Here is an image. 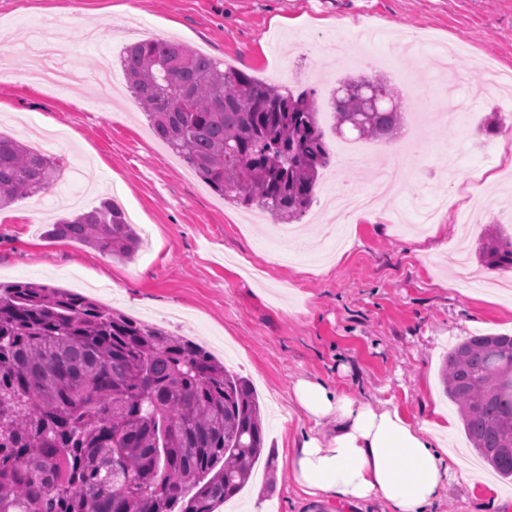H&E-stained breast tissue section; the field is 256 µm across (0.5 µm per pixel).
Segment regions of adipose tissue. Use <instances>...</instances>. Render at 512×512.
I'll return each mask as SVG.
<instances>
[{
	"label": "adipose tissue",
	"mask_w": 512,
	"mask_h": 512,
	"mask_svg": "<svg viewBox=\"0 0 512 512\" xmlns=\"http://www.w3.org/2000/svg\"><path fill=\"white\" fill-rule=\"evenodd\" d=\"M294 396L312 423L291 458L306 493L349 504L378 498L392 512H426L440 499L457 461L439 437L440 422L413 424L397 409L319 381H298ZM328 417L336 427L326 433L320 425Z\"/></svg>",
	"instance_id": "adipose-tissue-1"
}]
</instances>
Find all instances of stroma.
I'll return each instance as SVG.
<instances>
[{
    "label": "stroma",
    "instance_id": "stroma-1",
    "mask_svg": "<svg viewBox=\"0 0 512 512\" xmlns=\"http://www.w3.org/2000/svg\"><path fill=\"white\" fill-rule=\"evenodd\" d=\"M0 0V51L12 50L17 79L0 81V133L23 140L54 136V156L77 161L75 182L89 188L83 210L117 198L142 242L125 260L93 246L45 234L63 217L59 187L0 210V283H46L84 294L203 347L252 383L266 443L275 451L270 478L253 480L221 512L248 503L266 512H390L382 500L343 504L306 494L288 457L308 423L292 394L298 380L323 382L373 405L398 409L412 423L439 418L463 461L475 454L441 387L443 358L479 334L512 336V288L489 282L481 262L491 223L512 233V170L484 129L512 108L486 63L512 71V0ZM370 31L362 58L333 66L322 50L337 37V19ZM49 23L76 51L93 33L112 67L113 103L96 83L76 80L52 90L33 81V57L19 48L28 27ZM172 37L271 83L314 86L322 128H330V91L339 78L382 76L402 103V137L420 136L409 183L382 197L369 171L331 162L320 173L317 202L301 234L273 237L267 213L224 200L154 134L118 63L145 36ZM470 104L467 141L445 122L414 126L417 113L441 107L449 78ZM460 166L492 184L468 190L449 183L442 165ZM378 195L375 222H324L321 195L342 183ZM442 208L438 224H396L394 211ZM477 209L474 223L456 213ZM512 480L489 475L471 485L454 478L431 512H512L500 492Z\"/></svg>",
    "mask_w": 512,
    "mask_h": 512
}]
</instances>
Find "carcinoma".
I'll return each mask as SVG.
<instances>
[{
	"instance_id": "cac0c4a2",
	"label": "carcinoma",
	"mask_w": 512,
	"mask_h": 512,
	"mask_svg": "<svg viewBox=\"0 0 512 512\" xmlns=\"http://www.w3.org/2000/svg\"><path fill=\"white\" fill-rule=\"evenodd\" d=\"M122 71L155 135L211 189L278 223L310 210L329 163L316 90L275 86L177 40L125 47ZM335 130L389 141L399 93L346 78ZM62 158L0 134V208L58 179ZM127 258L139 236L105 199L47 230ZM482 261L512 272V236ZM472 448L512 479V336H470L442 370ZM264 451L251 383L192 341L46 284H0V512H216Z\"/></svg>"
}]
</instances>
